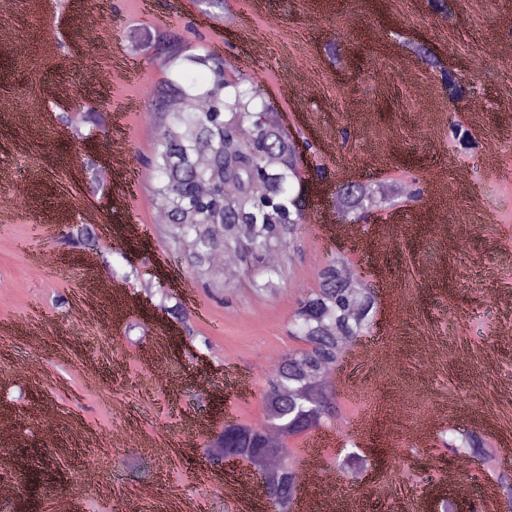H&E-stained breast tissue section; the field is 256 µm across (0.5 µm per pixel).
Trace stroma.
I'll return each mask as SVG.
<instances>
[{
  "instance_id": "obj_1",
  "label": "stroma",
  "mask_w": 512,
  "mask_h": 512,
  "mask_svg": "<svg viewBox=\"0 0 512 512\" xmlns=\"http://www.w3.org/2000/svg\"><path fill=\"white\" fill-rule=\"evenodd\" d=\"M1 16L0 173L5 188L24 185L26 205L0 212V369L26 362L35 372L0 383V406L17 412L0 455L26 461L0 470L18 488L0 512L27 499L52 512L62 496L81 499L83 512H261L263 496L242 506L207 481L208 435L228 417L263 422L268 359L300 349L288 333L298 301L343 247L372 288L392 281L398 298L377 301L376 358L333 384L336 434L322 462L359 489L375 476L397 487L364 512H430L454 480L477 491L499 483L498 469L464 468L445 442L470 429L512 436V342L496 334L512 321V58L486 53L512 42V0H224L211 16L196 0H0ZM161 34L262 85L289 130L314 145L308 172L324 168L332 184L392 180L418 198L399 197L353 240L303 223L275 294L255 292L244 269L234 280L195 275L152 195L149 160L167 123L151 106L168 77ZM416 42L436 66L412 54ZM34 98L53 125L14 120ZM91 98L119 124L83 120L77 103ZM118 145L134 159L137 193L101 186L88 166ZM462 177L471 192L434 211V184ZM61 193L102 211L110 232L90 228L93 248L71 239L54 205ZM132 224L152 232L112 251ZM92 273L119 293L87 325L73 303ZM176 279L192 289L178 318L157 294ZM157 340L166 353L154 365ZM158 370L176 392L156 386ZM203 380L222 398L198 397ZM431 413L435 424L416 439L412 428ZM78 425L87 442L74 447ZM351 453L391 466L356 471L344 463ZM89 458L99 462L92 474L81 466Z\"/></svg>"
}]
</instances>
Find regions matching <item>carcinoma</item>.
<instances>
[{
	"instance_id": "1",
	"label": "carcinoma",
	"mask_w": 512,
	"mask_h": 512,
	"mask_svg": "<svg viewBox=\"0 0 512 512\" xmlns=\"http://www.w3.org/2000/svg\"><path fill=\"white\" fill-rule=\"evenodd\" d=\"M165 69L203 68L210 72L208 86L165 84L156 90L161 111L169 122L155 152L159 183L157 206L173 227V241L203 265L217 246L242 247L260 291L275 287L278 269L264 264L268 248L285 245L301 223V216L284 213L283 205L295 193L300 167L292 137L277 122L262 120L253 92L239 87L240 80L225 81L224 64L211 54H189L180 45L163 60ZM206 143L205 158L198 145ZM235 187L231 203L224 185ZM395 194L391 183H379L368 192L356 184L336 197L344 220L357 224ZM319 287L300 302L291 335L304 347L288 353L283 365L267 377L262 396L265 422L235 424L238 436L226 448H237L246 459L265 461L279 449L270 447L268 434L285 437L305 433L289 423L310 416L309 429L336 417V398L324 383L325 368L337 364L344 343L369 334L373 328L374 291L364 286L351 290L344 282V262L335 259L318 271Z\"/></svg>"
}]
</instances>
